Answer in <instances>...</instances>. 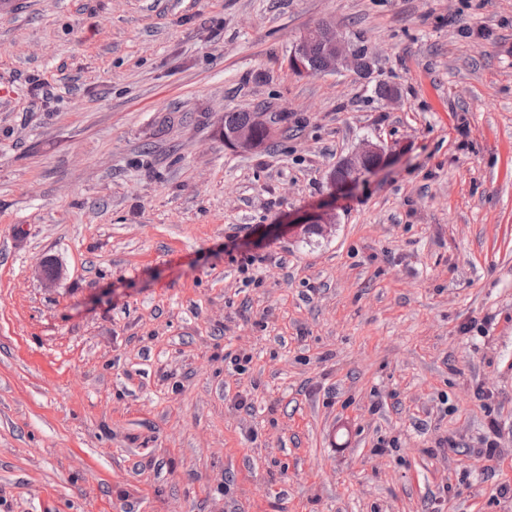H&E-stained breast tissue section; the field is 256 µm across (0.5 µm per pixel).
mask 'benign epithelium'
Returning <instances> with one entry per match:
<instances>
[{
	"label": "benign epithelium",
	"mask_w": 512,
	"mask_h": 512,
	"mask_svg": "<svg viewBox=\"0 0 512 512\" xmlns=\"http://www.w3.org/2000/svg\"><path fill=\"white\" fill-rule=\"evenodd\" d=\"M310 43H317L321 47L320 63L318 70L309 69V57L306 46ZM290 68L297 74L308 75L313 72L319 74L334 73L345 66H352L361 71L364 75L372 72V59L366 57L360 59L356 56L352 45L341 36L334 26L329 23L319 24L305 31L297 42L293 53L289 58ZM264 130L266 135L271 137L276 134V129L270 125L264 113L256 111L253 113V124L249 126H237L224 132V141L239 149L257 150L262 147L259 130ZM395 151H385L383 147L366 141L357 150L341 159L336 167L328 174L327 179L333 190H343L351 185L350 180L339 181V172L348 170L360 179L365 174L373 171V168H365V160L374 156L378 159V167H383ZM307 229L322 231L329 224L336 223V214L329 206L316 208L303 220Z\"/></svg>",
	"instance_id": "obj_1"
}]
</instances>
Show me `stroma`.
<instances>
[{"label":"stroma","mask_w":512,"mask_h":512,"mask_svg":"<svg viewBox=\"0 0 512 512\" xmlns=\"http://www.w3.org/2000/svg\"><path fill=\"white\" fill-rule=\"evenodd\" d=\"M321 22L371 76L290 69ZM256 109L274 146L226 145ZM366 140L404 154L332 192ZM503 483L512 0H0V512H512ZM253 359V353L248 350H240L235 353L228 351L224 353V364L227 366V370L230 374L237 376L236 384L238 387H242L237 395L236 409L243 410L250 416L258 412V409L251 399L252 390L256 387V383L250 375Z\"/></svg>","instance_id":"1"}]
</instances>
